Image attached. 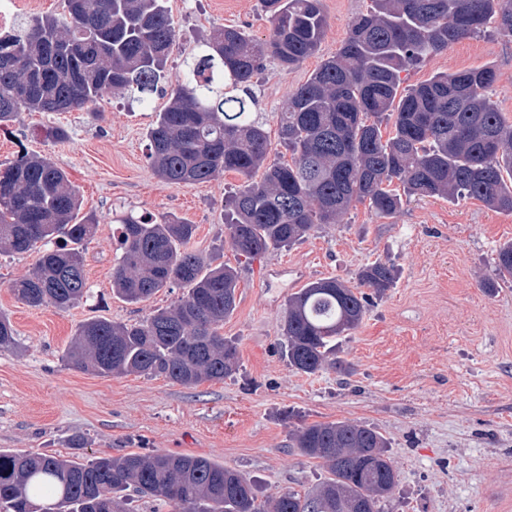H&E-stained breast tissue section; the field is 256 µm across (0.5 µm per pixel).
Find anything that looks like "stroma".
I'll return each instance as SVG.
<instances>
[{
    "instance_id": "obj_1",
    "label": "stroma",
    "mask_w": 512,
    "mask_h": 512,
    "mask_svg": "<svg viewBox=\"0 0 512 512\" xmlns=\"http://www.w3.org/2000/svg\"><path fill=\"white\" fill-rule=\"evenodd\" d=\"M322 2L327 28L318 52L288 72L266 60L256 78L255 110L275 153L289 93L335 54L370 4ZM167 7L176 30L167 65L173 79L202 36L234 26L262 38L270 27L261 0H168ZM485 65L498 74L495 106L512 122V34L494 27L403 72L402 85ZM166 104L157 96L146 107L117 93L68 112H23L0 131V168L26 152L50 156L79 190L83 213L99 221L85 251L88 296L68 310L19 301L10 285L37 256L0 255V312L17 340L0 350V449L202 456L253 481L264 499L306 493L329 476L321 460L293 448L296 427L350 421L386 438L399 475L379 512H512V279H497L494 264L497 249L512 241V212L474 199L425 198L383 218L359 203L343 223L248 260L232 250L224 215V197L241 175L175 187L154 173L149 129ZM57 128L65 140L52 138ZM128 211L194 224L193 249L236 268L237 307L222 327L239 350L232 377L184 387L162 377H101L64 361L85 322L135 323L183 294L177 284L138 304L113 294L115 228ZM378 260L393 263L398 278L385 295L371 296L361 325L342 338L347 378L292 370L279 331L288 296L323 278L355 281ZM488 281L493 290H485Z\"/></svg>"
}]
</instances>
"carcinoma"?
Wrapping results in <instances>:
<instances>
[{
    "mask_svg": "<svg viewBox=\"0 0 512 512\" xmlns=\"http://www.w3.org/2000/svg\"><path fill=\"white\" fill-rule=\"evenodd\" d=\"M166 2L65 0L60 16L0 31V129L21 112H67L116 92L144 105L154 94L167 96L149 131L151 166L170 186L225 172L243 176L224 198V211L229 243L247 259L341 223L357 203L381 217L411 197L477 199L512 212V123L491 100L496 70L436 72L408 89L400 77L481 34L491 20L512 34V0H370L336 54L288 96L279 115L285 152L273 157L252 112L253 78L269 57L292 69L318 51L327 26L322 0H262L268 36L214 31L185 58L170 89L166 65L176 32ZM384 125L391 126L386 137ZM80 210L78 189L50 157L27 153L0 169V254H38L32 271L11 285L19 301L67 310L83 300L84 253L97 220L78 219ZM194 234L195 225L178 220L121 218L113 293L141 303L172 284L185 292L138 323H84L67 364L188 387L238 371L237 346L220 333L236 308L238 275L193 251ZM495 271L512 279V242L499 248ZM396 278L393 264L376 261L359 271L354 286L327 278L291 294L280 325L288 365L304 374H349L337 340L366 315L362 289L382 296ZM14 345L15 330L0 314V349ZM293 447L321 460L330 477L304 495L260 503L249 481L205 457L133 452L84 459L0 449V512H129L123 504L131 488L174 512H377L396 487L387 441L370 427L304 425Z\"/></svg>",
    "mask_w": 512,
    "mask_h": 512,
    "instance_id": "obj_1",
    "label": "carcinoma"
}]
</instances>
